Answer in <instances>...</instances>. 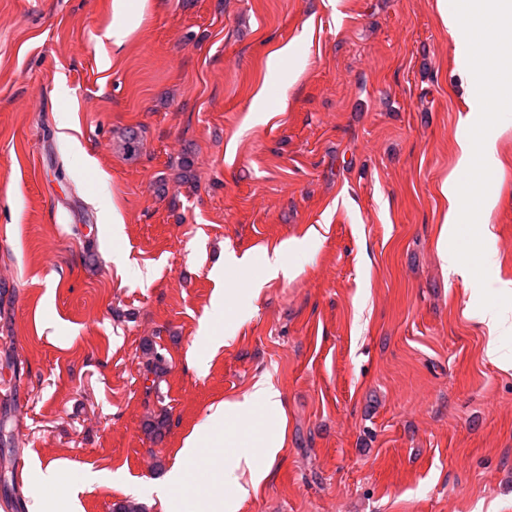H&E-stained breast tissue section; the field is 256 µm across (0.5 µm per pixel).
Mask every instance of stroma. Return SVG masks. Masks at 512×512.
<instances>
[{
	"label": "stroma",
	"instance_id": "35a3bbf8",
	"mask_svg": "<svg viewBox=\"0 0 512 512\" xmlns=\"http://www.w3.org/2000/svg\"><path fill=\"white\" fill-rule=\"evenodd\" d=\"M442 7L149 0L118 46L112 0H0V456L25 462L0 499L33 503L34 467L59 461L81 512H162L184 439L265 377L287 437L275 460L255 449L269 475L238 512H512V369L478 320L512 305V117L498 203L455 239L489 229L498 262L449 276L466 91ZM287 240L290 277L266 279L262 251ZM229 251L250 263L216 279Z\"/></svg>",
	"mask_w": 512,
	"mask_h": 512
}]
</instances>
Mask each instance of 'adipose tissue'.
Returning <instances> with one entry per match:
<instances>
[{
	"instance_id": "1",
	"label": "adipose tissue",
	"mask_w": 512,
	"mask_h": 512,
	"mask_svg": "<svg viewBox=\"0 0 512 512\" xmlns=\"http://www.w3.org/2000/svg\"><path fill=\"white\" fill-rule=\"evenodd\" d=\"M442 18L454 38L455 69L469 88L467 116L456 134L457 163L443 187L448 211L440 228L438 253L449 272L467 275L471 263L488 267L497 263L493 246L465 255L449 245L462 222L468 198L464 182L495 176L505 161L497 139L487 130L501 112L512 109V54L503 52L501 41L512 38V0H446ZM487 330L486 357L500 368L512 369V350L503 337L512 335V306H487L480 318ZM286 417L279 389L267 378L257 379L241 398L219 403L203 429L193 431L179 449L167 476L165 489L185 486L193 465L208 462L228 475L246 471L250 481L234 483L232 497H198L191 512H236L238 501L268 476L258 465L254 449H264L275 458L285 440ZM61 466L53 462L35 470L33 479L47 489L46 497L34 501L31 512H79L76 490L63 487Z\"/></svg>"
}]
</instances>
